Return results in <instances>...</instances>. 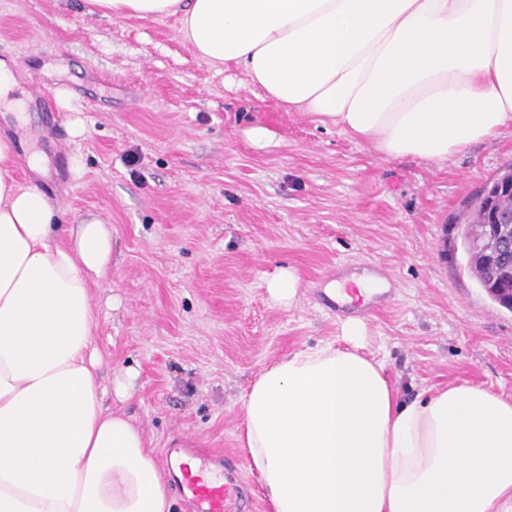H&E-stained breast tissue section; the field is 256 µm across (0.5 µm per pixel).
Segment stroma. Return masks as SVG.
Here are the masks:
<instances>
[{"label":"stroma","mask_w":512,"mask_h":512,"mask_svg":"<svg viewBox=\"0 0 512 512\" xmlns=\"http://www.w3.org/2000/svg\"><path fill=\"white\" fill-rule=\"evenodd\" d=\"M0 59L26 102V122L0 117L22 175L41 154L38 181L64 223L112 226V266L91 285L94 341L104 378L133 371L112 407L153 451L184 438L245 460L243 398L265 365L337 337L316 291L343 263L395 284L368 319L367 352L401 399L452 382L512 398V311L451 248L454 217L512 164V124L443 164L387 159L200 59L175 18L112 19L85 0H0ZM61 88L69 107L47 110ZM280 266L301 279L289 307L265 289Z\"/></svg>","instance_id":"obj_1"}]
</instances>
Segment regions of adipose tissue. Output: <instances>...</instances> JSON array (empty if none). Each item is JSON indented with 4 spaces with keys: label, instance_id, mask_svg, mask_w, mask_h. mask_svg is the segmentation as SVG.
Here are the masks:
<instances>
[{
    "label": "adipose tissue",
    "instance_id": "obj_1",
    "mask_svg": "<svg viewBox=\"0 0 512 512\" xmlns=\"http://www.w3.org/2000/svg\"><path fill=\"white\" fill-rule=\"evenodd\" d=\"M177 17L195 54L380 156L437 163L512 124V0H88ZM0 136V512H172L142 429L106 405L97 218L57 224ZM368 327L265 366L238 440L271 512H512V398L465 382L402 400Z\"/></svg>",
    "mask_w": 512,
    "mask_h": 512
}]
</instances>
